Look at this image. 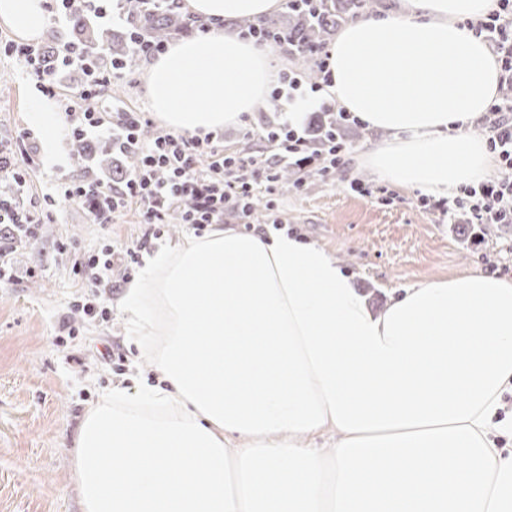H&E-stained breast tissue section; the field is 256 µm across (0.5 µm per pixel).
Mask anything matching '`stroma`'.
Wrapping results in <instances>:
<instances>
[{"mask_svg":"<svg viewBox=\"0 0 512 512\" xmlns=\"http://www.w3.org/2000/svg\"><path fill=\"white\" fill-rule=\"evenodd\" d=\"M39 97L16 57L0 50V139L12 141L21 130L30 131L27 147L39 172L23 199L37 203L51 191L50 175L82 176L70 139L56 141L32 127L30 107ZM318 109L314 99L302 106L265 96L244 124L223 128L224 147L235 151L247 141L253 155L269 154L264 140H245L244 126L258 129L275 119L305 129ZM354 179L379 181L366 169L340 180L311 174L302 189L277 191L273 210L253 215L252 221L267 226L280 219L307 242L325 246L376 312L397 289L481 270L489 260L512 279V224L490 226L475 245L439 210L419 207L418 191L396 188L395 200L386 202L380 194L353 191ZM51 213L34 241L17 244L12 254L16 277L0 284V512H82L74 449L83 415L112 387L133 386L138 375L157 378L129 334L124 292L112 294L109 320L82 323L67 345L56 342L81 291L72 252L97 251L108 237L124 245L138 240L144 228L136 207L107 227L91 223L75 205L55 206ZM64 243L69 246L65 252L60 249ZM106 347L123 353V374L101 362L98 352Z\"/></svg>","mask_w":512,"mask_h":512,"instance_id":"stroma-1","label":"stroma"}]
</instances>
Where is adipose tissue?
Instances as JSON below:
<instances>
[{"label":"adipose tissue","instance_id":"obj_1","mask_svg":"<svg viewBox=\"0 0 512 512\" xmlns=\"http://www.w3.org/2000/svg\"><path fill=\"white\" fill-rule=\"evenodd\" d=\"M337 34L331 91L391 132L356 165L445 198L494 159L474 125L500 67L465 27L490 0H403ZM209 32L153 59L145 95L166 127L240 122L273 52L222 23L278 0H186ZM45 0H0L38 39ZM159 378L115 387L78 429L83 512H512V279L479 271L403 289L373 312L325 247L284 230L214 229L147 255L124 309ZM335 432V444L311 441ZM176 469H168L169 460Z\"/></svg>","mask_w":512,"mask_h":512}]
</instances>
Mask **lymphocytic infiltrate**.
<instances>
[{
  "label": "lymphocytic infiltrate",
  "mask_w": 512,
  "mask_h": 512,
  "mask_svg": "<svg viewBox=\"0 0 512 512\" xmlns=\"http://www.w3.org/2000/svg\"><path fill=\"white\" fill-rule=\"evenodd\" d=\"M469 27L489 42L500 66L501 84L512 86V0H495L494 9L470 21ZM8 50L17 56L28 78L49 96L56 93L57 71L81 70L83 85L62 106L68 136L103 137L119 149L134 150L141 158L139 167L118 184L52 180L58 199L84 207L94 223L110 225L116 214L133 203L146 226L135 246L122 248L108 243L97 252L74 256L72 271L81 282L82 292L72 301L71 309L87 320L109 319L111 311L102 291L112 285L113 266L120 264L126 272H133L142 251L157 237V225L166 223L172 209L186 206L185 221L198 231L223 223L229 212L245 221L250 217L251 200L260 193H273L274 173L280 166L302 170L311 166L317 175L332 179L337 168L348 163L350 148L346 143L331 137L311 144L287 123L264 125L261 136L273 150L266 159L226 151L215 132L200 136L162 128L156 138L146 141L140 136L141 129L151 124L146 113L119 111L103 101L102 88L120 77L122 69L116 66L106 73L96 72L95 48L64 45L50 68L43 64L36 45L13 43ZM483 123L500 168L512 170V98L495 101ZM452 205L467 210L475 224H512V177H491L465 188ZM50 218V211L41 206L24 208L16 201L0 198V224L14 226L26 238H35L39 225Z\"/></svg>",
  "instance_id": "obj_1"
}]
</instances>
